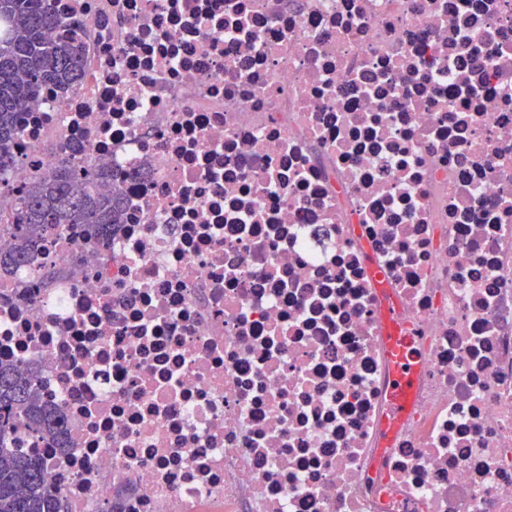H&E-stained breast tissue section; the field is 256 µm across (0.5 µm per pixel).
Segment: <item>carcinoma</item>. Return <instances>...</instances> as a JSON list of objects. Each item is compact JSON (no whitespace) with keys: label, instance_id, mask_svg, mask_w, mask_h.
I'll return each instance as SVG.
<instances>
[{"label":"carcinoma","instance_id":"carcinoma-1","mask_svg":"<svg viewBox=\"0 0 512 512\" xmlns=\"http://www.w3.org/2000/svg\"><path fill=\"white\" fill-rule=\"evenodd\" d=\"M83 62L81 26L61 16L52 0H0V175L17 163L21 114L45 85L77 87ZM105 176L122 184L130 178L67 159L37 177L17 198L11 224L0 230L8 241L0 249V278L44 254L60 225L83 226L94 244L109 241L122 224L123 198L97 190ZM32 440L65 447L61 414L16 361L0 358V512H60V493L47 482Z\"/></svg>","mask_w":512,"mask_h":512}]
</instances>
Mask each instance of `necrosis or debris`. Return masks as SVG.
Returning <instances> with one entry per match:
<instances>
[{"label":"necrosis or debris","mask_w":512,"mask_h":512,"mask_svg":"<svg viewBox=\"0 0 512 512\" xmlns=\"http://www.w3.org/2000/svg\"><path fill=\"white\" fill-rule=\"evenodd\" d=\"M1 176L132 172L0 280L63 512H512V0H55ZM419 360L391 412L395 324Z\"/></svg>","instance_id":"obj_1"}]
</instances>
